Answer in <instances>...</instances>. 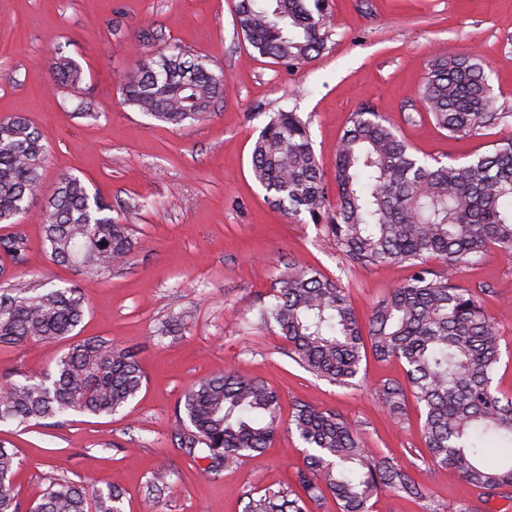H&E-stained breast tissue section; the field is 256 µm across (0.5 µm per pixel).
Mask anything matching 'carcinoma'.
<instances>
[{"mask_svg": "<svg viewBox=\"0 0 512 512\" xmlns=\"http://www.w3.org/2000/svg\"><path fill=\"white\" fill-rule=\"evenodd\" d=\"M329 0H237L236 25L263 56L294 69L327 50ZM58 83L77 88L81 67L53 57ZM489 62L480 54L432 57L419 90L428 116L454 138L512 124V105H496ZM226 91L223 72L179 46L140 54L125 76V104L174 126L205 120ZM47 148L22 117L0 120V224H14L41 189ZM255 179L271 202L293 216L325 224L350 267L406 263L411 277L391 289L361 322L347 289L310 269L283 279L257 324L274 327L287 353L313 376L349 384L366 351L403 365L407 385L377 390L389 415H404L407 393L423 408L430 460L471 486L480 504L512 501V393L493 387L502 336L484 314L478 293L454 282L455 271L496 251L512 260V135L464 164L416 156L396 128L364 105L345 130L334 164L331 207L309 123L299 113L269 115L252 149ZM75 175H63L48 199L45 237L52 261L92 276L112 271L133 247L128 226ZM22 236L0 238L19 260ZM434 259L436 269L427 264ZM84 301L73 288H10L0 294V345L58 343L82 321ZM143 375L136 355L105 338L68 347L44 374L0 384V423L28 426L72 414L112 415L137 396ZM176 416L180 447L207 462L203 472L260 456L280 427L278 390L229 369L195 384ZM290 425L306 448L299 490L271 489L250 497L245 512H309L329 494L337 512H376L390 493L425 499L424 488L389 456L368 447L355 423L306 403L292 407ZM18 450L0 439V512H22L14 475ZM115 490L89 491L49 479L31 512H122Z\"/></svg>", "mask_w": 512, "mask_h": 512, "instance_id": "1", "label": "carcinoma"}]
</instances>
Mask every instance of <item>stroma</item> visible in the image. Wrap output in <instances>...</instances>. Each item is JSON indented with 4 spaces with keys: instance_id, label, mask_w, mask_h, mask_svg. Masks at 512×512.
<instances>
[{
    "instance_id": "1",
    "label": "stroma",
    "mask_w": 512,
    "mask_h": 512,
    "mask_svg": "<svg viewBox=\"0 0 512 512\" xmlns=\"http://www.w3.org/2000/svg\"><path fill=\"white\" fill-rule=\"evenodd\" d=\"M236 0H0V118L22 116L48 149L43 188L0 238L22 235L21 261L0 252V289L78 288L86 313L73 340L102 336L135 353L141 391L119 412L74 414L59 425L0 424L20 450V498L37 500L49 478L118 490L123 512H244L255 492L292 484L305 448L289 427L257 459L210 478L178 446L175 410L194 382L228 368L276 388L283 414L302 402L361 424L370 448L395 459L426 500L383 497L379 512H458L474 502L453 470L432 466L421 411L405 424L386 416L376 389L405 383L398 361L367 358L348 385L317 379L288 358L271 330L247 325L289 271L310 268L340 280L360 319L411 270L392 262L346 267L323 225L273 206L255 179L251 151L269 113L308 120L324 180L333 183L339 140L353 112L370 105L419 157L464 163L504 128L466 139L446 136L422 113L419 89L433 54L477 52L491 66L498 102L512 103V0H332L328 49L295 72L260 56L239 34ZM180 45L207 56L229 84L201 123L176 127L122 101L120 80L136 52ZM62 55L83 71L76 90L55 82L47 62ZM79 176L90 194L128 225L131 253L93 277L50 258L44 212L61 175ZM456 283L483 287L502 355L494 384L512 392V271L497 254L460 269ZM64 344L0 346V382L52 366Z\"/></svg>"
}]
</instances>
